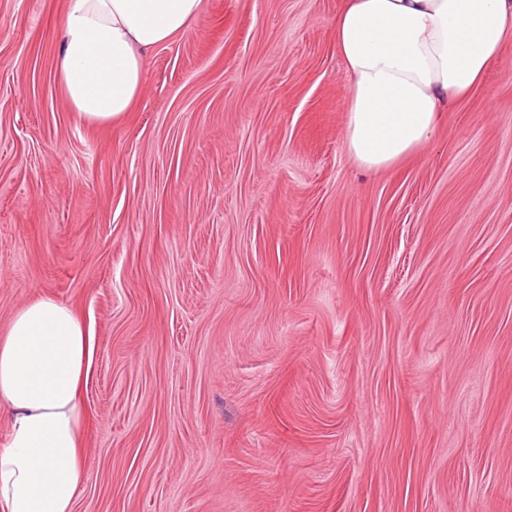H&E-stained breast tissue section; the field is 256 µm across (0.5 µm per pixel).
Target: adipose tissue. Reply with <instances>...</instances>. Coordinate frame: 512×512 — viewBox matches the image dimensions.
<instances>
[{
  "label": "adipose tissue",
  "instance_id": "ef3b65f1",
  "mask_svg": "<svg viewBox=\"0 0 512 512\" xmlns=\"http://www.w3.org/2000/svg\"><path fill=\"white\" fill-rule=\"evenodd\" d=\"M201 0H68L57 75L90 125L129 111L151 51ZM347 79L345 147L384 170L426 147L449 104L512 40V0H347L335 21ZM93 337L70 306L38 296L0 331V512H74L84 491V405Z\"/></svg>",
  "mask_w": 512,
  "mask_h": 512
}]
</instances>
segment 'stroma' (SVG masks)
<instances>
[{
  "label": "stroma",
  "instance_id": "obj_1",
  "mask_svg": "<svg viewBox=\"0 0 512 512\" xmlns=\"http://www.w3.org/2000/svg\"><path fill=\"white\" fill-rule=\"evenodd\" d=\"M0 0V330L94 350L75 512H512V43L423 151L344 145V0H202L79 119Z\"/></svg>",
  "mask_w": 512,
  "mask_h": 512
}]
</instances>
